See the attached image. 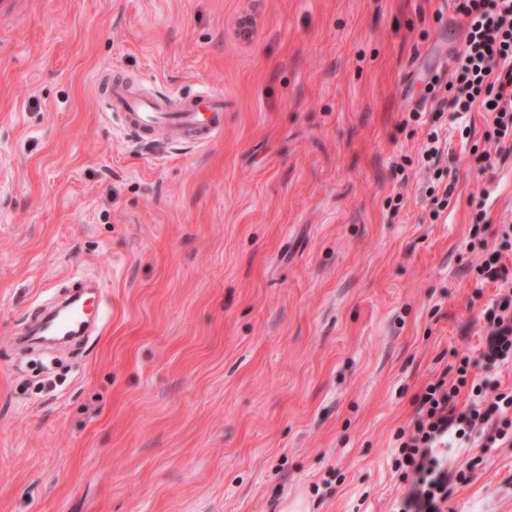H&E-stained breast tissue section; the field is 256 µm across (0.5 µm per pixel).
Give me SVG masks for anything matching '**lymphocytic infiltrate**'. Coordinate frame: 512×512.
<instances>
[{"label":"lymphocytic infiltrate","mask_w":512,"mask_h":512,"mask_svg":"<svg viewBox=\"0 0 512 512\" xmlns=\"http://www.w3.org/2000/svg\"><path fill=\"white\" fill-rule=\"evenodd\" d=\"M459 15V66L447 93L432 88L427 96L437 112H485L495 144L512 146V0H464ZM478 272L498 290L483 312L481 355L505 363L512 360V224L502 225L496 242L483 248ZM489 389L487 381L472 378L464 362L454 380L429 383L417 396L413 419L394 435L393 466L411 472L413 480L391 512H447L449 485L467 479L437 453L449 436L483 434L493 443L512 434V392L493 395ZM464 390L470 400L460 407L456 399Z\"/></svg>","instance_id":"obj_1"}]
</instances>
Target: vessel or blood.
<instances>
[{
    "mask_svg": "<svg viewBox=\"0 0 512 512\" xmlns=\"http://www.w3.org/2000/svg\"><path fill=\"white\" fill-rule=\"evenodd\" d=\"M106 103L108 112L119 118L124 131L142 140L162 134L171 141L205 145L224 133V98L208 89L198 91L191 99L172 94L135 97L123 85L111 84L106 88ZM41 323L50 326L57 336L77 337L88 328L84 309L79 305L69 306L64 318L46 314Z\"/></svg>",
    "mask_w": 512,
    "mask_h": 512,
    "instance_id": "vessel-or-blood-1",
    "label": "vessel or blood"
}]
</instances>
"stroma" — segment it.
<instances>
[{
	"mask_svg": "<svg viewBox=\"0 0 512 512\" xmlns=\"http://www.w3.org/2000/svg\"><path fill=\"white\" fill-rule=\"evenodd\" d=\"M454 0H0V512H389L394 433L482 349L473 236L512 221L483 112L432 218L409 120ZM224 97L207 145L140 144L104 79ZM405 168H398V161ZM486 192L477 221L470 195ZM401 205H394L396 194ZM98 335L22 341L74 279ZM56 387L41 390L44 356ZM448 512H512V446L453 440Z\"/></svg>",
	"mask_w": 512,
	"mask_h": 512,
	"instance_id": "obj_1",
	"label": "stroma"
}]
</instances>
